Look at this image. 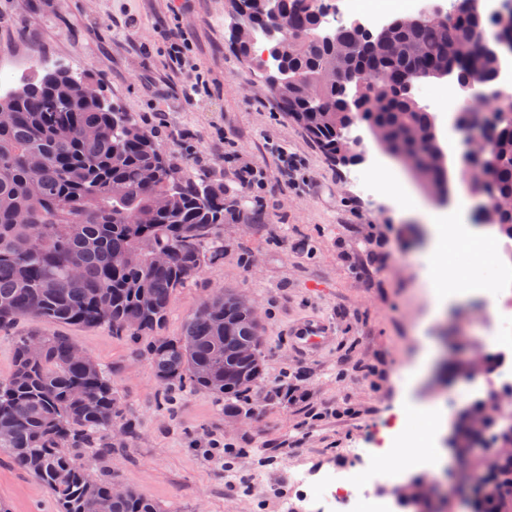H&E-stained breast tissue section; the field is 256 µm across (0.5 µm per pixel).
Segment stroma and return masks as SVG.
I'll return each instance as SVG.
<instances>
[{
	"instance_id": "35a3bbf8",
	"label": "stroma",
	"mask_w": 512,
	"mask_h": 512,
	"mask_svg": "<svg viewBox=\"0 0 512 512\" xmlns=\"http://www.w3.org/2000/svg\"><path fill=\"white\" fill-rule=\"evenodd\" d=\"M226 0H0V53L22 59L12 88L43 69L61 67L92 82L113 105L158 133L176 162L194 175H220L241 190V168L262 176L248 193L247 217L226 219L224 257L179 289L165 335L184 323L214 289L248 292L262 312L266 378L254 388L252 410L229 416L214 395L186 390L173 410L159 406L161 385L145 355L106 326L86 328L23 320L0 332V376L13 367L14 337L33 331L65 336L111 375L135 433L113 435L92 462L97 471L132 486L161 512H284L303 492L299 468L348 462L367 448L408 404L470 402L498 384L490 374L469 383L443 374L456 357L492 350L480 306L456 304L434 312L430 279L437 267L463 283L492 278L486 253L448 247L435 257L428 224L406 216L436 202L420 192L395 161L382 157L366 124L365 161H330L281 112L266 89L267 73L237 54ZM184 37L186 65L169 55L162 31ZM204 84L194 97L186 89ZM301 160L292 175L279 168L276 147ZM389 174L399 190L372 194L356 175ZM391 256L379 261L376 240ZM325 323L330 339L304 344L299 330ZM329 408L317 420L310 409ZM231 446L224 459L205 455L211 441ZM0 504L8 512H55L49 491L0 455Z\"/></svg>"
}]
</instances>
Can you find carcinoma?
<instances>
[{
	"label": "carcinoma",
	"mask_w": 512,
	"mask_h": 512,
	"mask_svg": "<svg viewBox=\"0 0 512 512\" xmlns=\"http://www.w3.org/2000/svg\"><path fill=\"white\" fill-rule=\"evenodd\" d=\"M241 2L244 9L229 15L232 29L249 33L238 54L251 58L254 45L273 38V21L265 0ZM466 2L458 0L445 26L421 19L404 27V15L365 41L352 23L322 35L325 0H276L289 26L277 62L280 108L329 159L342 153V134L364 122L423 183L446 187L436 117L404 87L412 77L453 76L461 87L497 79L500 57L488 49L487 30L494 24L497 38L512 39V14L491 20ZM336 69L364 81L363 103L323 81ZM490 138L497 155L488 171L493 196L512 197V109L498 113ZM144 213L151 222L136 223ZM246 214L245 196L178 175L135 116L89 95L86 83L66 71L47 70L0 97V331L31 319L145 336L161 404L189 387L211 392L224 413H239L265 379V363L259 328L235 291L220 289L204 300L182 336L163 331L178 289L224 254V218ZM481 223L512 240V210L487 201ZM24 238L40 239V248L18 254L15 243ZM157 251L167 253V265L154 264ZM32 341L42 345L37 361L27 353ZM76 349L65 336L14 337L13 370L0 377V451L51 492L57 512H160L130 486L114 495L112 475L92 473L90 459L102 454V436L123 413L112 379L92 357L75 358ZM501 391L487 388L456 421L453 448L480 477L471 512H512V455L472 454L477 446H512V429L482 432L473 425L483 402ZM446 502L439 496L400 505L444 512Z\"/></svg>",
	"instance_id": "carcinoma-1"
}]
</instances>
